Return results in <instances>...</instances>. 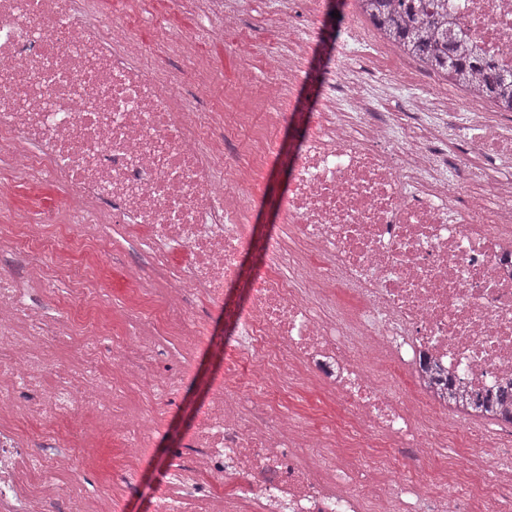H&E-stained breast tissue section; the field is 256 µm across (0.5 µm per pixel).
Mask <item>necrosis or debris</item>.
I'll use <instances>...</instances> for the list:
<instances>
[{"label":"necrosis or debris","instance_id":"4bbe7bcc","mask_svg":"<svg viewBox=\"0 0 512 512\" xmlns=\"http://www.w3.org/2000/svg\"><path fill=\"white\" fill-rule=\"evenodd\" d=\"M185 2L207 24L174 34L181 45L237 21L225 0ZM304 2L276 11L289 51L269 66L262 111L223 114L185 103L164 72L135 61L138 35L125 22L87 18L80 0H0V158L21 181L65 185L77 221L105 203L139 231L150 274L170 288L165 304L141 303L153 328L204 297L238 332L188 437L194 453L169 474L180 496L158 512L205 505L217 491L220 512H512V471L494 476L505 460L498 439L448 422L449 400L466 405L512 383V176L486 164H512V136L463 98L473 188L457 197L423 124L447 90L374 122L373 103L331 70L332 94L281 202V233L261 242L250 230L256 176L278 155L287 84L304 72L309 43L298 32L323 17L322 0ZM448 15L484 57L512 68V0H448ZM0 246L78 295L51 318L24 302L20 278L0 274V512H54L57 487L35 498L28 479L72 469V442L34 456L19 421L76 403L108 412L132 381L162 400L181 380L151 371L150 344L122 339L111 384L91 381L78 398L63 379L39 395L55 366L16 325L48 339L83 327L82 350L94 354L112 324L89 291L100 244L34 220L1 224ZM254 249L264 273L245 304L230 303L240 257ZM301 384L327 391L344 414L313 427L290 413L285 400ZM22 387L37 399L20 404ZM398 448L411 449V465ZM447 448L467 449L465 463L446 462ZM367 469L384 481L360 480Z\"/></svg>","mask_w":512,"mask_h":512}]
</instances>
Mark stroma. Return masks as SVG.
I'll list each match as a JSON object with an SVG mask.
<instances>
[{"mask_svg": "<svg viewBox=\"0 0 512 512\" xmlns=\"http://www.w3.org/2000/svg\"><path fill=\"white\" fill-rule=\"evenodd\" d=\"M94 6L104 15L135 25L143 48L155 51L157 61L162 62L168 72L189 73L193 85L188 97L203 108L223 107L225 95L234 90L236 76L242 68L264 72L272 57L285 51L272 18L273 0H255L252 9L240 17L237 25L225 30L222 40L198 44L189 58L157 44L159 28L190 31L200 24L197 15L179 8L175 0H94ZM322 9L326 18L321 28L309 36L312 50L306 62L308 75L291 85L288 91V109L295 119L282 126L278 133L281 157L271 161L260 173L266 198L253 211L251 223L255 235L262 238H272L281 229L279 202L288 193L289 161L297 153L314 114L324 107L328 89L319 76L336 66L344 33L356 14L354 0H323ZM380 41L378 34H371L366 46L348 60V75L374 100L380 115L410 111L413 101L425 95L437 77L414 60L383 52ZM439 124L440 139L434 147L446 150L445 162L449 175L455 178V189L459 194H466L470 185L462 174L464 125L449 124L444 118ZM48 206L54 208L57 223L71 225L76 235L93 230L100 232L104 256L114 259L115 265L111 274L104 276L97 293L101 305L111 309L113 322L123 335L151 340L159 353L157 370L173 374L188 362L192 373L180 393L170 400L160 401L135 392L125 404L124 411L134 424H142L150 418L155 421L151 446L137 464L139 490L132 494L117 493L112 484L113 471L126 467L129 460L124 449L113 446L112 429L105 417L93 413L79 416L67 411L57 413L54 425L43 426L24 420L20 428L31 439L35 452L47 456L55 453L61 434L78 437L83 430H94V439L79 441L74 468L57 479L61 500L68 512H82L90 502L111 498L115 493L121 496L123 512H157L160 498L169 491V469L183 462L189 454L188 449L179 447L178 441L192 429L210 388L223 375L224 350L231 344L233 335L223 314L217 311L212 313L208 323L212 343L204 350H192L178 337L165 333L151 335L135 299L143 295L164 299L168 287L162 280L148 278L146 255L139 248L136 233L114 227L111 212L104 209L98 211L96 225L75 223L64 185L50 181L20 182L0 163V224L39 218ZM1 273L28 279L27 303L41 307L47 315H55L74 300L68 284L43 287L22 254L0 251ZM82 339V333L78 332L55 337L46 344L37 336L31 337L30 342L36 347L47 346L51 359L70 374L73 383H80L93 374L109 378L107 358L89 361L81 356Z\"/></svg>", "mask_w": 512, "mask_h": 512, "instance_id": "stroma-1", "label": "stroma"}]
</instances>
